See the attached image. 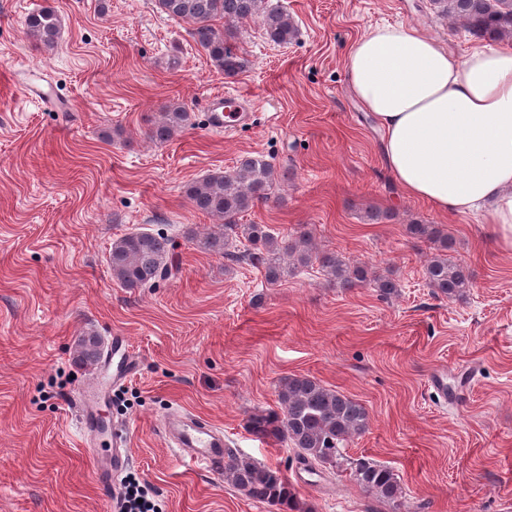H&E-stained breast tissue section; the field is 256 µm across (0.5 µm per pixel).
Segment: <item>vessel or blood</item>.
Here are the masks:
<instances>
[{
  "label": "vessel or blood",
  "mask_w": 512,
  "mask_h": 512,
  "mask_svg": "<svg viewBox=\"0 0 512 512\" xmlns=\"http://www.w3.org/2000/svg\"><path fill=\"white\" fill-rule=\"evenodd\" d=\"M205 124L209 130L231 133L251 121L253 114L245 98L224 93L210 97L205 103ZM164 429L191 462L215 469L224 467V436L210 424L196 417H168Z\"/></svg>",
  "instance_id": "b4317fda"
}]
</instances>
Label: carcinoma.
Returning <instances> with one entry per match:
<instances>
[{
  "label": "carcinoma",
  "mask_w": 512,
  "mask_h": 512,
  "mask_svg": "<svg viewBox=\"0 0 512 512\" xmlns=\"http://www.w3.org/2000/svg\"><path fill=\"white\" fill-rule=\"evenodd\" d=\"M444 16L461 25L473 38L512 41V0H434ZM168 17L192 25L194 41L227 77L246 68L236 44L245 24H259L268 39L286 43L296 36L292 18L271 0H156ZM224 24L217 28L214 22ZM26 30L37 44H56L60 21L54 11L42 9L27 16ZM188 113L172 106L160 114L148 137L165 143L185 128ZM276 187L275 167L262 157H245L230 172L203 176L187 189L193 207L219 222V230L195 235L192 242L205 253L229 257L233 239L244 236L255 246L248 253L265 268L266 280L276 284L298 268L317 261L327 278L342 288L370 281L383 296L397 292V283L388 276L369 275L365 265H351L334 253H318L308 231L279 240L262 224H239V216L265 203ZM409 233L433 245L425 266L427 285L436 295L465 296L472 281L464 270L448 261V235L434 224L414 223ZM112 276L127 288L152 287L172 275L176 268L174 242L162 234H127L112 242L109 252ZM81 360L96 361L102 352L99 337L90 332L81 340ZM281 411H257L250 415V432L260 439L284 442L310 470H339L349 465L351 478L366 492L395 502L402 487L394 471L369 458L346 462L343 445L349 438L365 433L370 415L357 400L329 389L308 376H290L278 388ZM224 473L247 496L271 505H296V495L288 478L279 470L233 453L227 454Z\"/></svg>",
  "instance_id": "1"
}]
</instances>
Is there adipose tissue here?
<instances>
[{"mask_svg": "<svg viewBox=\"0 0 512 512\" xmlns=\"http://www.w3.org/2000/svg\"><path fill=\"white\" fill-rule=\"evenodd\" d=\"M346 68L403 194L481 213L512 247V46L458 57L412 26L385 25L352 46Z\"/></svg>", "mask_w": 512, "mask_h": 512, "instance_id": "ef3b65f1", "label": "adipose tissue"}]
</instances>
